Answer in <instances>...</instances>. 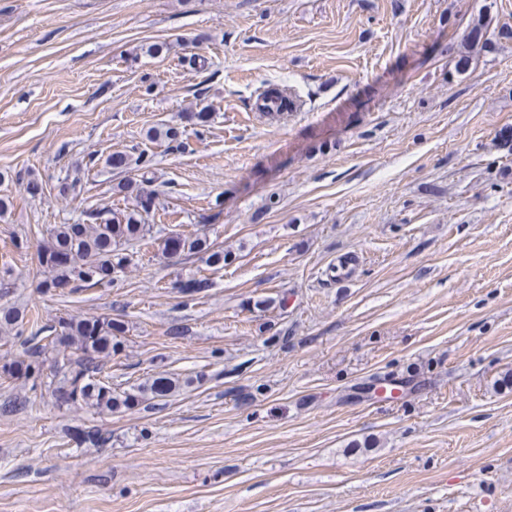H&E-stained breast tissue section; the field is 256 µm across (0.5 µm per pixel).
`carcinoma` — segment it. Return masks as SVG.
I'll return each instance as SVG.
<instances>
[{"label": "carcinoma", "mask_w": 512, "mask_h": 512, "mask_svg": "<svg viewBox=\"0 0 512 512\" xmlns=\"http://www.w3.org/2000/svg\"><path fill=\"white\" fill-rule=\"evenodd\" d=\"M484 26L473 25L461 43L456 69L468 68L472 53L485 47ZM119 193L134 196L130 210L101 208L86 212V219L76 224H59L48 231L47 241L38 252V259L47 278L46 290L69 288L73 291L106 288L116 274L132 262L127 247L144 242L152 234L153 225L144 222L149 213L147 203L156 194L131 179L120 181ZM163 252L177 255L207 252V263L221 269L227 261L224 250L210 249L207 239L171 237L164 242ZM124 322L112 317L62 318L50 326H42L24 349L25 359L3 365L10 376L37 381L49 355L62 359L64 373L51 395L59 407H93L100 411L132 409L150 399H164L178 388V380L157 376L131 391H112V374L107 369L112 355L122 348L120 336Z\"/></svg>", "instance_id": "cac0c4a2"}]
</instances>
